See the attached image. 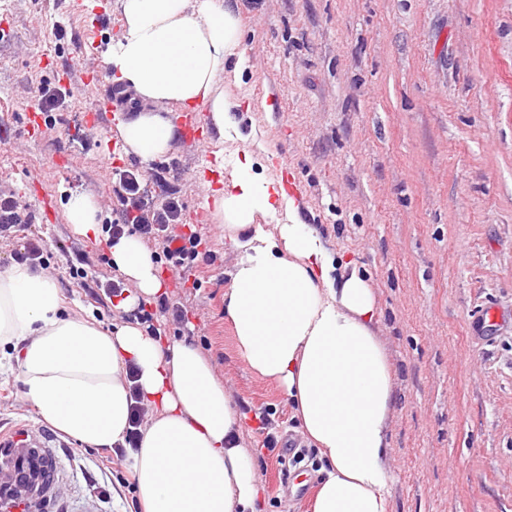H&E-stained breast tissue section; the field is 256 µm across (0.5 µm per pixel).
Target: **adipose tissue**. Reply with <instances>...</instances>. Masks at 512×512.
Here are the masks:
<instances>
[{
    "instance_id": "obj_1",
    "label": "adipose tissue",
    "mask_w": 512,
    "mask_h": 512,
    "mask_svg": "<svg viewBox=\"0 0 512 512\" xmlns=\"http://www.w3.org/2000/svg\"><path fill=\"white\" fill-rule=\"evenodd\" d=\"M116 4L122 31L102 61L144 104L118 126L125 153L144 163L165 155L179 137L173 105L203 108L217 133L230 128L229 92L245 62L237 0ZM252 166L244 155L213 193V217L236 253L224 318L237 354L278 386L316 450L321 480L310 512H391L395 381L373 291L300 221L279 180ZM110 252L134 290L108 332L61 316L50 273L24 263L0 272V348L17 353L25 400L55 430L109 448L128 428L126 368L135 365L141 401L153 412L131 454L143 512H263L245 415L229 390L192 342L162 344L129 319L163 289L150 253L133 235Z\"/></svg>"
}]
</instances>
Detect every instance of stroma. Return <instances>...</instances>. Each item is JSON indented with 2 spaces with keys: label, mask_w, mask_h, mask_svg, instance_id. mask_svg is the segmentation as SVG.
Listing matches in <instances>:
<instances>
[{
  "label": "stroma",
  "mask_w": 512,
  "mask_h": 512,
  "mask_svg": "<svg viewBox=\"0 0 512 512\" xmlns=\"http://www.w3.org/2000/svg\"><path fill=\"white\" fill-rule=\"evenodd\" d=\"M246 67L232 88L240 138H178L143 164L105 156L130 107L109 105L112 83L73 79V95L28 139L22 100L54 86L52 69L78 70L75 43L91 11L102 14L98 45L122 30L115 0H0V191L29 200L51 195L24 236L0 239V270L24 237L43 238L45 269L63 311L108 332L110 300L96 298L105 242L76 234L63 202L90 196L103 223L117 168L137 171L154 203L173 196L183 210L211 205L244 154L255 172L287 163L300 182L298 214L329 249L352 260L380 310L379 332L396 381L389 424L393 512H512V0H239ZM106 109L86 130L83 114ZM214 159L221 178L201 174ZM200 232L215 255L194 275L201 288H171L195 327L201 353L247 407L251 448L265 435L257 416L274 410L280 442L301 443L277 387L239 358L224 319V292L236 255L206 218ZM84 259L86 281L70 275ZM507 311L484 327L488 305ZM48 430L24 399L16 360L0 361V425ZM57 464L68 493L53 512H141L129 486L132 461L114 450L68 440ZM304 482H283L276 455L259 475L265 512H308L318 485L311 461Z\"/></svg>",
  "instance_id": "1"
}]
</instances>
